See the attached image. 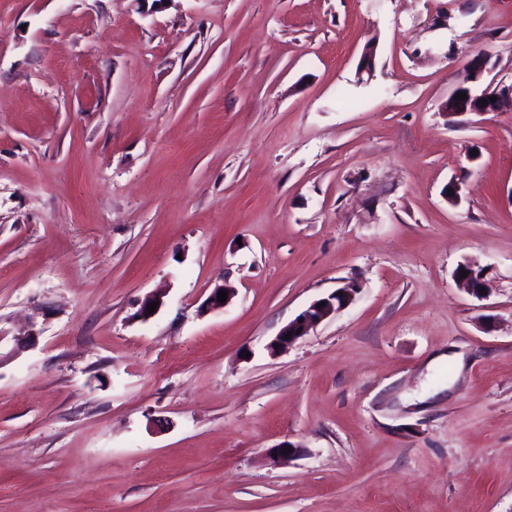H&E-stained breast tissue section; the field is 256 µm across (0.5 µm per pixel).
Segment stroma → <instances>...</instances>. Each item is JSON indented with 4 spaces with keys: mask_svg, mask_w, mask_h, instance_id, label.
Here are the masks:
<instances>
[{
    "mask_svg": "<svg viewBox=\"0 0 512 512\" xmlns=\"http://www.w3.org/2000/svg\"><path fill=\"white\" fill-rule=\"evenodd\" d=\"M476 52L512 83V0H0V512H512V109L442 111ZM462 265H466L469 268H480L481 269V277L478 279L480 285L477 287H474V285L471 283L469 277L462 278L461 277V270H457L455 273V278L458 282V284L471 296L477 298V299H483L484 294H481L482 289H486L487 284V276L489 274V268L486 266L480 265L475 260H466ZM358 289L355 283L349 282L345 286L337 288L335 292L329 294L326 298L311 303L303 312L278 332L273 341L269 344L271 352L276 353L288 349L321 322L349 306ZM338 292H342V295H338ZM319 303H323V306L318 307ZM299 319H303V322H299ZM297 330H300L299 334H296ZM287 334H291V337L285 339V335ZM275 345H278V348H275Z\"/></svg>",
    "mask_w": 512,
    "mask_h": 512,
    "instance_id": "obj_1",
    "label": "stroma"
}]
</instances>
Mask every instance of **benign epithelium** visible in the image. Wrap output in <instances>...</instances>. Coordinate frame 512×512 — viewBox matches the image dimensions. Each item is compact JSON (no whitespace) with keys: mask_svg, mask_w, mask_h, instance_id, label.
I'll return each instance as SVG.
<instances>
[{"mask_svg":"<svg viewBox=\"0 0 512 512\" xmlns=\"http://www.w3.org/2000/svg\"><path fill=\"white\" fill-rule=\"evenodd\" d=\"M489 62V56L481 52L472 56L463 66L459 73L457 86L468 87L469 99L459 102L457 108L452 111L448 110L446 106L443 107L447 117L457 118L468 113L484 114L497 112L506 105L512 107V84L501 86L490 83L484 87L481 86L484 75L490 72ZM492 97L496 98V101H490ZM484 100L487 101L485 105L482 104ZM464 265L469 268H481L479 286H474L469 278L461 277V271L459 270L455 273L458 284L469 295L477 299L484 298L481 290L486 288L489 268L480 266L475 260H467L464 262ZM357 291V285L349 282L339 288V291H335L327 297L311 303L297 318L290 321L278 332L269 344L271 352L276 353L288 349L321 322L349 306Z\"/></svg>","mask_w":512,"mask_h":512,"instance_id":"1","label":"benign epithelium"}]
</instances>
